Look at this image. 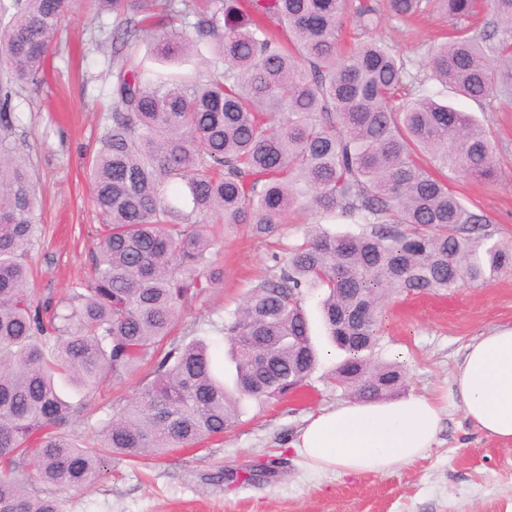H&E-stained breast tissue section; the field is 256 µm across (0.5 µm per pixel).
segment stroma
Listing matches in <instances>:
<instances>
[{
    "label": "stroma",
    "instance_id": "obj_1",
    "mask_svg": "<svg viewBox=\"0 0 512 512\" xmlns=\"http://www.w3.org/2000/svg\"><path fill=\"white\" fill-rule=\"evenodd\" d=\"M447 19L431 12L405 25L383 16L375 38L405 60L417 93L427 62ZM111 14H95L76 0L61 20L40 82L9 88L12 127L5 136L29 159L41 199V225L31 252L33 284L41 300L57 299L89 269L103 222L87 177L88 158L112 121L108 71L112 67ZM454 107L473 113L496 146L501 175L496 184L449 176L452 190L488 221L494 238L512 241V103L473 101L449 95ZM313 222L291 212L277 232L254 239L225 230L219 250L224 283L185 310L179 335L193 333L210 344L225 381L234 366L221 332L225 320L243 307L263 280L273 254L301 243ZM305 307L315 343L324 353L315 371L281 400L247 402L224 436L179 449L162 459L113 461L90 489L63 490L32 482L37 495L62 500L63 512H512V448L467 422L459 407L444 408L443 430L424 457L387 474L315 473L292 447L310 415L348 402L331 377L339 359L327 354L326 331L316 299ZM381 358L408 364L399 398L441 395L465 346L494 330L512 327V271L484 284L463 283L448 294L400 295L387 300ZM144 383L137 372L115 387L103 384L92 395L62 385L65 398L83 403L70 430L91 434L110 412ZM274 467L275 477L263 474ZM231 467L238 481L215 475Z\"/></svg>",
    "mask_w": 512,
    "mask_h": 512
}]
</instances>
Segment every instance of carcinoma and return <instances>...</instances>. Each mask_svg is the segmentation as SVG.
<instances>
[{
  "label": "carcinoma",
  "mask_w": 512,
  "mask_h": 512,
  "mask_svg": "<svg viewBox=\"0 0 512 512\" xmlns=\"http://www.w3.org/2000/svg\"><path fill=\"white\" fill-rule=\"evenodd\" d=\"M112 35V124L90 158L103 217L89 277L41 302L27 255L40 223L30 164L0 140V512H60L29 492L26 467L64 490L93 486L114 457H160L218 437L249 400L289 393L319 360L302 306L319 304L345 353L333 381L360 402L400 388L402 365L376 357L384 302L398 293L452 291L512 267V243L486 231L432 172L493 183L490 136L439 93L401 104L409 71L374 38L345 50V19L372 32L379 0H96ZM74 0H0V70L38 82ZM177 62L206 51L208 71H157L139 55ZM406 21L439 8L452 32L430 55V79L468 99L512 98V0H387ZM301 209L320 228L283 256L224 322L235 366L224 384L200 339L175 334L184 308L224 278L215 225L271 236ZM342 220L358 233L321 224ZM153 379L84 442L66 427L83 391L122 383L142 364Z\"/></svg>",
  "instance_id": "obj_1"
}]
</instances>
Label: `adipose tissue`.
<instances>
[{"label": "adipose tissue", "mask_w": 512, "mask_h": 512, "mask_svg": "<svg viewBox=\"0 0 512 512\" xmlns=\"http://www.w3.org/2000/svg\"><path fill=\"white\" fill-rule=\"evenodd\" d=\"M449 397L480 431L512 443V328L467 345ZM442 422L439 400L423 395L398 402H349L311 416L294 449L315 471L386 474L433 448Z\"/></svg>", "instance_id": "obj_1"}]
</instances>
